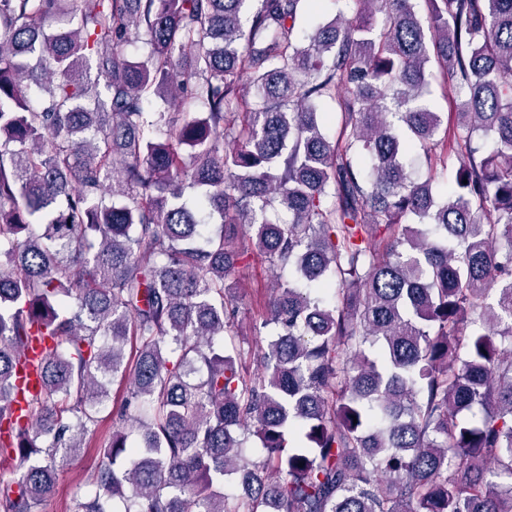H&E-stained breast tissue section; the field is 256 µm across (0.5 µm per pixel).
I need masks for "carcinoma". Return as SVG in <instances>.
I'll use <instances>...</instances> for the list:
<instances>
[{
	"label": "carcinoma",
	"instance_id": "obj_1",
	"mask_svg": "<svg viewBox=\"0 0 512 512\" xmlns=\"http://www.w3.org/2000/svg\"><path fill=\"white\" fill-rule=\"evenodd\" d=\"M306 2L0 0V512H39L101 376L81 512H512V0ZM248 254L293 278L246 349Z\"/></svg>",
	"mask_w": 512,
	"mask_h": 512
}]
</instances>
